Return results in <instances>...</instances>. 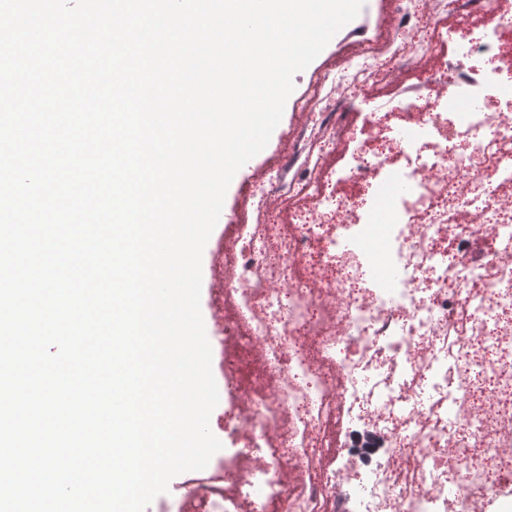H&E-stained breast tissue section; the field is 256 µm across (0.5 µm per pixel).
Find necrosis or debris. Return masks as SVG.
I'll list each match as a JSON object with an SVG mask.
<instances>
[{
    "label": "necrosis or debris",
    "mask_w": 512,
    "mask_h": 512,
    "mask_svg": "<svg viewBox=\"0 0 512 512\" xmlns=\"http://www.w3.org/2000/svg\"><path fill=\"white\" fill-rule=\"evenodd\" d=\"M397 11L383 50L321 72L303 110L442 37L468 73L394 96L339 167L282 163L287 220L248 187L224 242V431L245 451L189 472L195 512H482L512 483V11ZM373 251L391 281L368 278Z\"/></svg>",
    "instance_id": "4bbe7bcc"
}]
</instances>
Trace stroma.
<instances>
[{
  "label": "stroma",
  "instance_id": "1",
  "mask_svg": "<svg viewBox=\"0 0 512 512\" xmlns=\"http://www.w3.org/2000/svg\"><path fill=\"white\" fill-rule=\"evenodd\" d=\"M396 20L393 0H365L358 17L339 30L308 67L295 75L292 97L287 100L282 119L274 129L267 146L251 159L249 167L240 169L234 176L222 209L224 217L240 207L244 187L260 181L269 189L267 204L279 210L284 209L287 193L274 181L275 167L282 160L294 158L300 151H307L311 161L327 168L341 163L349 141V128L340 125L334 127L332 148L327 149L320 144L303 146L301 138L307 126L312 125L314 117L311 113L298 110L295 101L306 92L321 69L344 64L354 56H368L377 52ZM435 63V58L429 56L402 60L382 77L367 79L362 96H354L343 89L337 90L328 102L327 109L333 113H351L354 124H361L367 110L366 100L383 101L416 86L421 70L432 67ZM224 217L218 220V228H225ZM218 245L217 236H210L203 251L201 311L212 348L213 374L217 384L221 385L225 382L226 351L221 338L224 311L220 302L224 293V267L220 260L213 257Z\"/></svg>",
  "mask_w": 512,
  "mask_h": 512
}]
</instances>
